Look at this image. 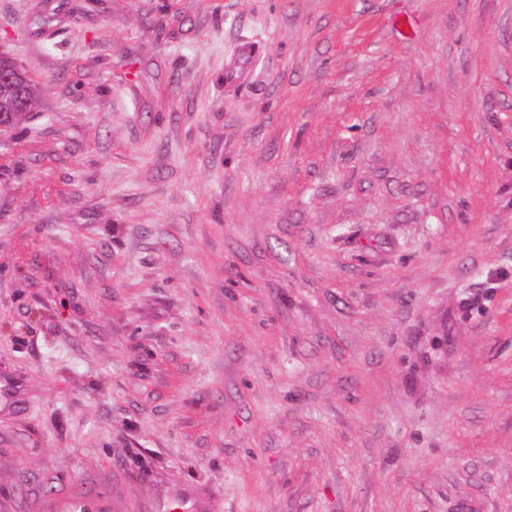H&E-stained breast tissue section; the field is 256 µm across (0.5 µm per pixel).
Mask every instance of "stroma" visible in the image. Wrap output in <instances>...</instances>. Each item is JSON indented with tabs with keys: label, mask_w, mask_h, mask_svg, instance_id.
I'll return each mask as SVG.
<instances>
[{
	"label": "stroma",
	"mask_w": 512,
	"mask_h": 512,
	"mask_svg": "<svg viewBox=\"0 0 512 512\" xmlns=\"http://www.w3.org/2000/svg\"><path fill=\"white\" fill-rule=\"evenodd\" d=\"M0 52V512H512V0H0ZM255 58V51L250 46H242L239 49L235 63L225 70V81L227 83L236 82L243 71L253 66ZM13 91V98L0 113V130L19 124L36 106V87L31 77L26 75L14 62L0 64V85Z\"/></svg>",
	"instance_id": "1"
}]
</instances>
